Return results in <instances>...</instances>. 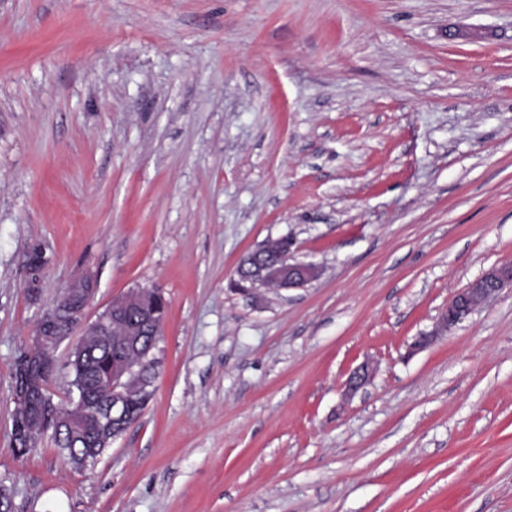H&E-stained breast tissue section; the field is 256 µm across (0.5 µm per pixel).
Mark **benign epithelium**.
Masks as SVG:
<instances>
[{"label":"benign epithelium","mask_w":512,"mask_h":512,"mask_svg":"<svg viewBox=\"0 0 512 512\" xmlns=\"http://www.w3.org/2000/svg\"><path fill=\"white\" fill-rule=\"evenodd\" d=\"M320 276V267L314 263L293 259L290 251L280 255L275 262L265 264L259 271L257 280L248 286H242L237 278H232L229 288L245 296L254 297L261 288L290 290L303 288ZM95 280L92 274L85 273L73 279L55 305L67 314L70 330H82L81 336H100L109 328L120 323L127 312L140 305L146 298H161L162 294L151 288L142 287L129 293L117 296L106 309L93 321L87 317V307L94 292ZM512 287V265L495 267L474 280L468 288L462 290L448 302V309L439 318V330L447 332L472 313L475 306L493 299L498 292ZM66 337L55 333L52 321L41 323V329L34 337L40 353L42 365L54 364L55 352ZM142 375L141 363L125 362L116 365L103 375L95 377L93 383L77 389L76 399L71 408L63 415L56 417L55 424L71 431L82 427L85 418V396L88 391L98 387L104 388L112 396L107 416L101 418V435L105 439H114L117 432H109L110 424L126 418L130 405L131 394L135 391ZM368 367L363 366L348 377L346 392L354 393L364 386L368 379Z\"/></svg>","instance_id":"1"}]
</instances>
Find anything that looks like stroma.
<instances>
[{"label":"stroma","mask_w":512,"mask_h":512,"mask_svg":"<svg viewBox=\"0 0 512 512\" xmlns=\"http://www.w3.org/2000/svg\"><path fill=\"white\" fill-rule=\"evenodd\" d=\"M280 238L322 276L231 292ZM508 262L512 0H0L12 512H512V290L413 347ZM86 272L89 318L167 299L152 398L87 467L16 456L13 363Z\"/></svg>","instance_id":"obj_1"}]
</instances>
